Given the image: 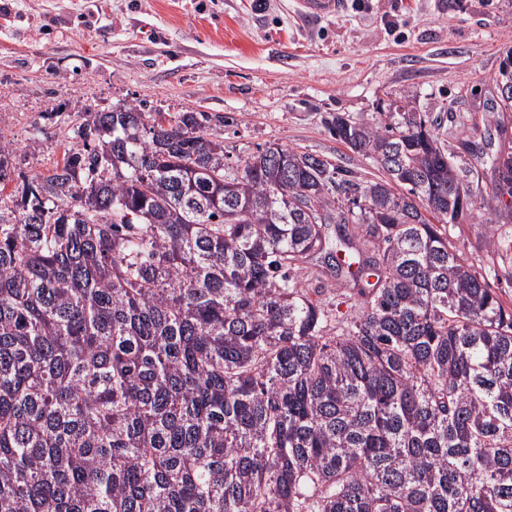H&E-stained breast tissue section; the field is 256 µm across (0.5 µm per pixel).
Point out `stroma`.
Returning a JSON list of instances; mask_svg holds the SVG:
<instances>
[{
	"instance_id": "obj_1",
	"label": "stroma",
	"mask_w": 512,
	"mask_h": 512,
	"mask_svg": "<svg viewBox=\"0 0 512 512\" xmlns=\"http://www.w3.org/2000/svg\"><path fill=\"white\" fill-rule=\"evenodd\" d=\"M509 50L512 0H347L325 19L295 0H0V142L18 171L43 172L68 116L127 102L224 117L233 165L276 143L378 178L332 115L369 120L406 92L449 147L495 121L510 147L512 112L480 109ZM448 238L512 312V223L481 206Z\"/></svg>"
}]
</instances>
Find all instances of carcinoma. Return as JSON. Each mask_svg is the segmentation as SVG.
Here are the masks:
<instances>
[{
    "label": "carcinoma",
    "mask_w": 512,
    "mask_h": 512,
    "mask_svg": "<svg viewBox=\"0 0 512 512\" xmlns=\"http://www.w3.org/2000/svg\"><path fill=\"white\" fill-rule=\"evenodd\" d=\"M409 104L328 121L369 180L232 166L202 112L69 117L0 198V512H512V313L438 228L476 201ZM479 158L512 198V150ZM342 251L337 319L295 272Z\"/></svg>",
    "instance_id": "obj_1"
}]
</instances>
